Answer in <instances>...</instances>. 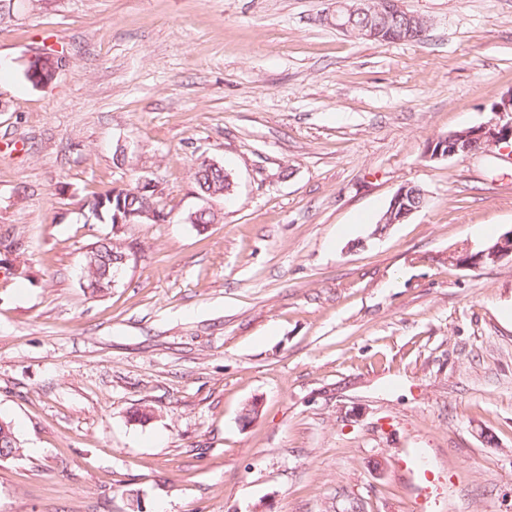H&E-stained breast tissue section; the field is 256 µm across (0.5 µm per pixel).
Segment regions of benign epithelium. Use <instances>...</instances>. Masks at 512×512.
<instances>
[{"mask_svg":"<svg viewBox=\"0 0 512 512\" xmlns=\"http://www.w3.org/2000/svg\"><path fill=\"white\" fill-rule=\"evenodd\" d=\"M377 12L385 11L387 16L394 19L397 40L416 41L421 39L427 29L428 21L419 15L406 11L400 0H380L376 6ZM367 15V21L357 26L353 23V16ZM370 11L361 7L359 9L348 4V0H335L331 13L325 16V21L336 23V28L347 36L356 40L376 41L382 39L385 30L381 26L370 22ZM63 66V61L54 56H42L32 59L28 69L29 79L40 84L41 75L45 70L57 74ZM492 117L477 126H472L462 132H453L445 137L438 138L429 143L426 157L431 160L447 159L455 155L469 154L497 147L512 141V91L500 97V100L491 105ZM138 193L143 195L144 203L135 212L124 216H116L119 224H157L162 222L164 212L159 208L158 198L163 195L161 184L151 178L141 177L138 180ZM426 204L425 193L411 185L401 186L390 200L388 211L382 223L400 224L412 214L422 209ZM512 258V230L503 234L494 244L474 254L464 253L455 261L459 265L476 266L481 264H494L506 258Z\"/></svg>","mask_w":512,"mask_h":512,"instance_id":"7a95c632","label":"benign epithelium"}]
</instances>
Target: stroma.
Here are the masks:
<instances>
[{
  "mask_svg": "<svg viewBox=\"0 0 512 512\" xmlns=\"http://www.w3.org/2000/svg\"><path fill=\"white\" fill-rule=\"evenodd\" d=\"M333 2L12 0L0 512H512V261L452 260L512 229V146L425 157L512 91V0H401L429 27L383 44ZM203 159L229 200L196 195ZM143 175L166 222L89 218ZM405 184L426 206L381 225ZM112 236L132 258L94 295ZM63 62V59H57L55 56H41L40 58L35 57L32 59V65L28 69V77L36 85L42 84V82H40L41 75L45 73V70H50L55 77L59 70L62 68ZM129 247L120 239H102L84 255L82 279L92 294L105 293L112 288V271L129 260ZM124 256V257H123ZM123 257L122 259H120ZM120 259V263H118Z\"/></svg>",
  "mask_w": 512,
  "mask_h": 512,
  "instance_id": "obj_1",
  "label": "stroma"
}]
</instances>
